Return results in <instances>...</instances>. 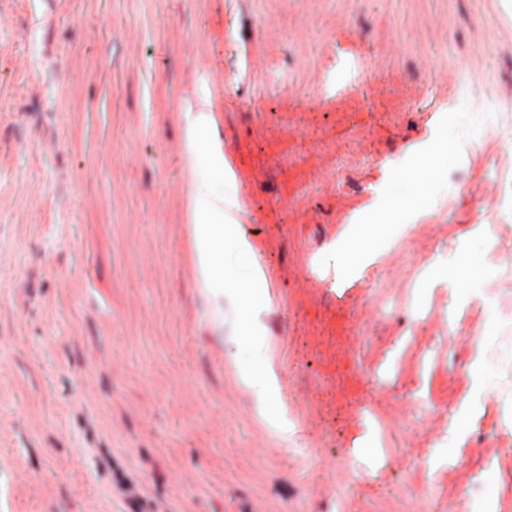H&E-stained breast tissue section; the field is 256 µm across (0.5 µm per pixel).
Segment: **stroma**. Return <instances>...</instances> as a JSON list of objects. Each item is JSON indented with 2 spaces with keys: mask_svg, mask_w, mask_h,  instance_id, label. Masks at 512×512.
<instances>
[{
  "mask_svg": "<svg viewBox=\"0 0 512 512\" xmlns=\"http://www.w3.org/2000/svg\"><path fill=\"white\" fill-rule=\"evenodd\" d=\"M510 101L512 0H0V512H512L479 452L512 440ZM202 109L220 178L182 148ZM194 179L260 301L192 278ZM238 382L240 387L256 395V399L265 409V399L279 388V382L276 377L270 373H264L250 367L238 366Z\"/></svg>",
  "mask_w": 512,
  "mask_h": 512,
  "instance_id": "stroma-1",
  "label": "stroma"
}]
</instances>
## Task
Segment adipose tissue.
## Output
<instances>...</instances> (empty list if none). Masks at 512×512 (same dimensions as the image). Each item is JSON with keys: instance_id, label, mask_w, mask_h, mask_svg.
I'll return each mask as SVG.
<instances>
[{"instance_id": "obj_1", "label": "adipose tissue", "mask_w": 512, "mask_h": 512, "mask_svg": "<svg viewBox=\"0 0 512 512\" xmlns=\"http://www.w3.org/2000/svg\"><path fill=\"white\" fill-rule=\"evenodd\" d=\"M184 150L190 156L204 155L206 167L216 174L224 172V151L218 140L209 113H191L185 127ZM207 153H200V146ZM191 216V243L194 249L193 279L208 288H228L237 292L246 302L262 297L266 286L259 271H252L246 281L232 279L224 270V255L236 253L243 260H251L252 246L240 225L224 218V195L210 188L193 184L188 198Z\"/></svg>"}]
</instances>
